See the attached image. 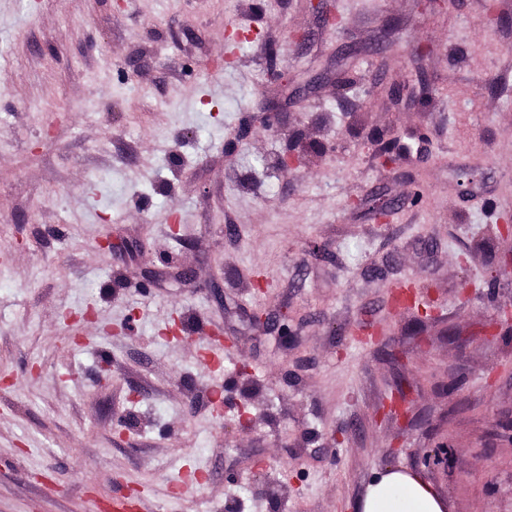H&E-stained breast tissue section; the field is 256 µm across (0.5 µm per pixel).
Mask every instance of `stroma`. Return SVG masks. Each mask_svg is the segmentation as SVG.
I'll return each mask as SVG.
<instances>
[{
	"instance_id": "1",
	"label": "stroma",
	"mask_w": 512,
	"mask_h": 512,
	"mask_svg": "<svg viewBox=\"0 0 512 512\" xmlns=\"http://www.w3.org/2000/svg\"><path fill=\"white\" fill-rule=\"evenodd\" d=\"M509 215L512 0H0V512H512ZM356 512H445L446 504L416 472L388 468L366 487Z\"/></svg>"
}]
</instances>
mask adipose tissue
I'll return each mask as SVG.
<instances>
[{
    "mask_svg": "<svg viewBox=\"0 0 512 512\" xmlns=\"http://www.w3.org/2000/svg\"><path fill=\"white\" fill-rule=\"evenodd\" d=\"M357 512H446L432 485L416 472L389 468L366 487Z\"/></svg>",
    "mask_w": 512,
    "mask_h": 512,
    "instance_id": "1",
    "label": "adipose tissue"
}]
</instances>
